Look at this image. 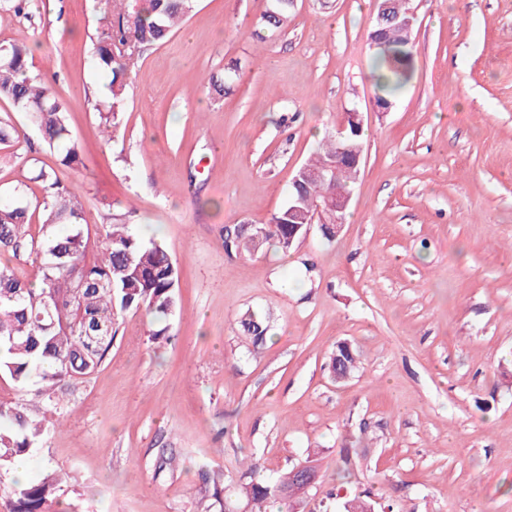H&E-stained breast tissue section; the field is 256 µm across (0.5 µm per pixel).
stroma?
Segmentation results:
<instances>
[{"label": "stroma", "instance_id": "1", "mask_svg": "<svg viewBox=\"0 0 512 512\" xmlns=\"http://www.w3.org/2000/svg\"><path fill=\"white\" fill-rule=\"evenodd\" d=\"M109 7L0 0V45H26L68 112L83 166L28 137L83 197L91 241L126 224L179 269L169 340H149L144 311L119 313L105 362L65 388L62 428L29 454L59 473L62 512H200L203 474L223 472L230 494L247 461L270 479L313 462L303 512L355 494L396 512H512V0H411L415 70L385 111L374 0H295L262 42V0H198L140 50L113 144L91 56ZM351 110L364 152L340 233L226 251L282 209ZM249 310L269 322L264 349L239 327ZM340 341L362 352L343 384L326 367ZM346 449L358 466L340 487Z\"/></svg>", "mask_w": 512, "mask_h": 512}]
</instances>
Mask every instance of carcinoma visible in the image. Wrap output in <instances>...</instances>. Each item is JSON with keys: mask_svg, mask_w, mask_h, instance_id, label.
<instances>
[{"mask_svg": "<svg viewBox=\"0 0 512 512\" xmlns=\"http://www.w3.org/2000/svg\"><path fill=\"white\" fill-rule=\"evenodd\" d=\"M196 0H133L117 20L102 18L93 41V59L109 77V94L95 101L94 111L103 132L118 137L126 113V78L135 70L133 53L124 46L162 45L191 15ZM292 0H266L257 24L277 30L288 21ZM373 45L374 77L384 92L378 102L405 86L414 71L412 33L402 26L373 25L368 35ZM29 49L0 45V99L10 100L39 131L43 144L58 153L60 164L75 168L82 163L80 150L69 126L67 111L31 70ZM0 149L29 162L30 180L39 184L41 196L26 197L17 188L10 200L0 202V252L18 261H31L33 275L20 278L14 267L0 265V375L22 387H33L41 403L0 402V471L10 470L15 460L27 455L47 431L44 407L57 405L58 390L65 384L88 380L112 349L118 313L143 308L151 316L154 340L167 336L166 321L177 307L178 267L171 255L154 241H145L125 224H112L100 241L97 256L87 259L88 225L83 223L82 197L67 187L57 170L33 157L28 136L9 118L0 117ZM336 163V136L323 138L304 162L310 169ZM357 170L347 166L336 181L292 188L289 206L309 214L329 193L349 192ZM41 218L38 231L33 221ZM266 241L288 249V206L268 222ZM259 243L250 236L224 239V247L251 251ZM240 326L252 345L267 341V327L247 311ZM356 348L339 342L328 368L333 377L351 378L359 368ZM247 481L240 483L232 505L254 508L280 495L283 479L270 482L259 476L257 466L247 464ZM60 479L53 470L36 480L15 483L12 512H58ZM200 506L210 512L224 505V474L202 476ZM388 509L369 497L354 496L342 503L343 512H365L367 506Z\"/></svg>", "mask_w": 512, "mask_h": 512, "instance_id": "cac0c4a2", "label": "carcinoma"}]
</instances>
